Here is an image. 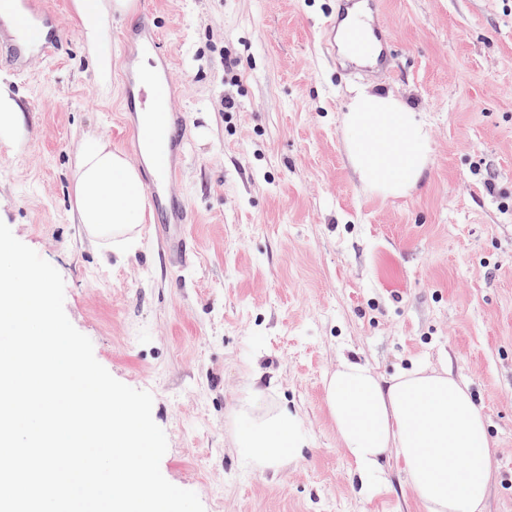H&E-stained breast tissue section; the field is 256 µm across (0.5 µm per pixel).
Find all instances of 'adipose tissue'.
Listing matches in <instances>:
<instances>
[{"label":"adipose tissue","instance_id":"ef3b65f1","mask_svg":"<svg viewBox=\"0 0 512 512\" xmlns=\"http://www.w3.org/2000/svg\"><path fill=\"white\" fill-rule=\"evenodd\" d=\"M135 8V0H70L101 86L112 75L105 49L112 19ZM343 125L350 165L366 189L396 197L416 187L432 152L423 113L393 93L362 88L350 96ZM71 196L72 214L90 241L136 245L148 199L140 169L124 151L85 135L72 163ZM323 391L360 494L383 483V461L393 452L423 512H483L496 452L468 387L447 369L415 367L384 379L344 359L325 377ZM274 392L273 384L253 378L234 414V445L254 472L284 471L309 444L303 419L276 402Z\"/></svg>","mask_w":512,"mask_h":512}]
</instances>
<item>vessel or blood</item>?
I'll return each mask as SVG.
<instances>
[{"label": "vessel or blood", "mask_w": 512, "mask_h": 512, "mask_svg": "<svg viewBox=\"0 0 512 512\" xmlns=\"http://www.w3.org/2000/svg\"><path fill=\"white\" fill-rule=\"evenodd\" d=\"M9 9H0V71L22 75L33 62L55 58L65 34L60 18L46 0H11ZM382 0H339L335 17L328 21L330 33L324 39L327 54H335L331 33L347 24L354 56L360 72L375 76L391 72L392 59L379 47L387 43L385 27L378 20ZM121 47L136 46L143 56H162L159 32L148 18L125 24L120 32ZM128 125L137 145H149L151 168L143 185L154 212V229L168 245L173 265L187 262L189 252L178 227L186 223L188 210L177 189V169L184 154L182 131L188 115L176 105L170 75L128 81L125 88Z\"/></svg>", "instance_id": "vessel-or-blood-1"}]
</instances>
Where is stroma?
<instances>
[{
    "label": "stroma",
    "mask_w": 512,
    "mask_h": 512,
    "mask_svg": "<svg viewBox=\"0 0 512 512\" xmlns=\"http://www.w3.org/2000/svg\"><path fill=\"white\" fill-rule=\"evenodd\" d=\"M384 2L394 71L379 78L322 52L336 0H136L189 115L180 181L192 256L179 268L149 225L129 252L91 243L71 213L80 139L129 147L124 17L107 44L110 89L69 0H52L66 33L57 59L0 75L27 129L21 146L0 140V221L60 272L65 313L97 361L152 394L168 440L161 472L205 512H423L393 457L378 491L353 490L323 393L345 357L382 377L444 365L468 384L498 450L485 512H512V0ZM362 86L432 125L408 195L366 191L349 164L342 115ZM257 371L310 434L277 474L245 469L231 435Z\"/></svg>",
    "instance_id": "obj_1"
}]
</instances>
